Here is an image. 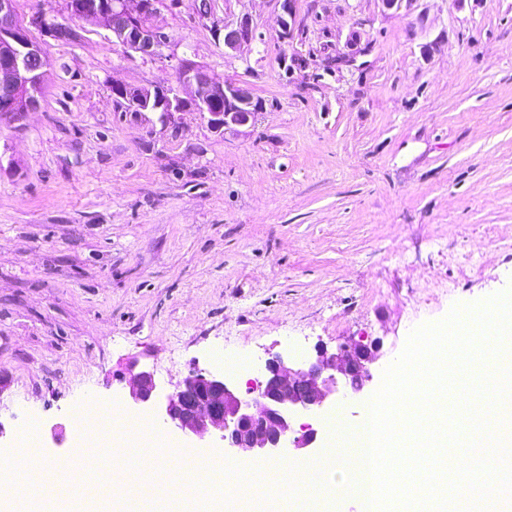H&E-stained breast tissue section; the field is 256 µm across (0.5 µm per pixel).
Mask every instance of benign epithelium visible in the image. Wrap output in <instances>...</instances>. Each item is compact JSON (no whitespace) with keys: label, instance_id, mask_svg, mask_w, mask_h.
Returning <instances> with one entry per match:
<instances>
[{"label":"benign epithelium","instance_id":"benign-epithelium-1","mask_svg":"<svg viewBox=\"0 0 512 512\" xmlns=\"http://www.w3.org/2000/svg\"><path fill=\"white\" fill-rule=\"evenodd\" d=\"M15 0H0V110L22 115L37 109L49 60L43 45L28 28L54 40L76 37L70 21L103 26L112 43L126 52L154 57L169 43L155 24L163 0H66L68 20L61 23L41 12L18 23ZM224 48L237 51L258 40L249 17L224 20L214 29ZM117 103L140 115L157 113L165 123L192 106L216 131L244 126L259 107L242 85L219 81L202 68L183 62L173 83L161 88H132L112 81ZM378 347L353 342L330 353L316 350L315 359L299 366L280 354L265 361L261 378L241 395L224 378L202 371L188 375L178 389L163 397L156 391L153 372L130 374L129 398L135 406L158 409L189 440H220L239 455L276 457L284 448L315 449L320 434L311 423L296 424L300 413L315 414L336 405L339 387L361 393L369 381L368 365Z\"/></svg>","mask_w":512,"mask_h":512}]
</instances>
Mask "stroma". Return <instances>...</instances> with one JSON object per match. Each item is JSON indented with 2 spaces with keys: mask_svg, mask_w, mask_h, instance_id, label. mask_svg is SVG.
I'll return each mask as SVG.
<instances>
[{
  "mask_svg": "<svg viewBox=\"0 0 512 512\" xmlns=\"http://www.w3.org/2000/svg\"><path fill=\"white\" fill-rule=\"evenodd\" d=\"M167 0L162 55L124 52L76 23L31 30L49 67L39 105L0 114V455L28 423L45 459H81L78 410L124 404L130 363L173 391L249 357L377 342L350 424L416 327L512 287V0ZM249 14L260 46L214 36ZM249 88L254 123L216 132L117 104L113 80L173 81L180 58ZM141 420L189 447L152 411ZM64 442L54 445L52 427Z\"/></svg>",
  "mask_w": 512,
  "mask_h": 512,
  "instance_id": "35a3bbf8",
  "label": "stroma"
}]
</instances>
